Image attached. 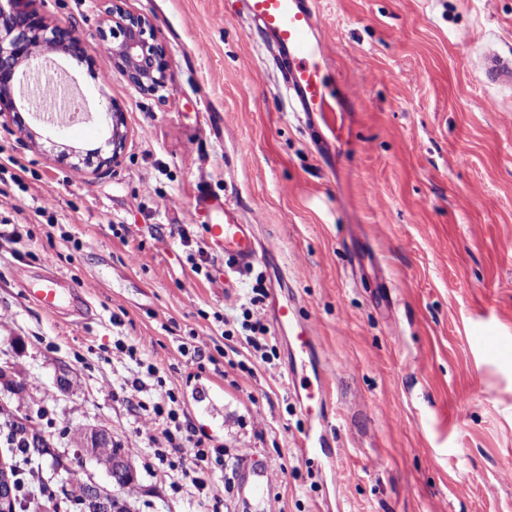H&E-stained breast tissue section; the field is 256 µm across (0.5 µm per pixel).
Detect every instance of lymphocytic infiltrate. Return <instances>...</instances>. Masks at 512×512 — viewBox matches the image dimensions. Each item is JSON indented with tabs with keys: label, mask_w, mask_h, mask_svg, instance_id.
Instances as JSON below:
<instances>
[{
	"label": "lymphocytic infiltrate",
	"mask_w": 512,
	"mask_h": 512,
	"mask_svg": "<svg viewBox=\"0 0 512 512\" xmlns=\"http://www.w3.org/2000/svg\"><path fill=\"white\" fill-rule=\"evenodd\" d=\"M264 274H257L249 293L241 298L231 315L216 314L222 323L224 339L240 337L241 341L259 353L264 363H272L276 347L268 335L262 304L267 296ZM115 350L125 358L128 380L139 398L135 404L138 417L145 425L136 429L137 439L152 448L153 455L167 469L173 487L191 482L199 496L209 504V512H222L223 495L208 487L204 474L224 463V451L206 446L185 412L174 389L168 388L158 367L139 354L134 345L116 341Z\"/></svg>",
	"instance_id": "f902f5d3"
}]
</instances>
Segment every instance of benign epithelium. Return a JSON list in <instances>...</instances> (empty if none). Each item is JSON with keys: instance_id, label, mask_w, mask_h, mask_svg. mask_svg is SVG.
Segmentation results:
<instances>
[{"instance_id": "7a95c632", "label": "benign epithelium", "mask_w": 512, "mask_h": 512, "mask_svg": "<svg viewBox=\"0 0 512 512\" xmlns=\"http://www.w3.org/2000/svg\"><path fill=\"white\" fill-rule=\"evenodd\" d=\"M35 0H0V119L14 123L28 136L30 128L19 122V112H36L34 101L24 104L16 100L14 83L28 74L40 73L47 62L46 52L64 54L69 64L79 68L92 59L91 45L73 28L51 25L33 7ZM125 0H104L96 29L99 43L108 46L112 61L127 82L139 93L155 96L167 89L172 74L164 45L159 40L154 20L143 13L124 7ZM110 131L111 155L98 157L95 170L106 171L116 160L125 139L124 116L114 106L103 113ZM112 434L104 429L81 432L74 438L80 454L89 455L110 482L120 473L112 459ZM81 490L91 505V512H116L115 500L121 491L112 492L90 476L80 477ZM0 512H16L11 491V478L6 463L0 458Z\"/></svg>"}]
</instances>
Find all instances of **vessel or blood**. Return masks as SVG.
<instances>
[{"label":"vessel or blood","mask_w":512,"mask_h":512,"mask_svg":"<svg viewBox=\"0 0 512 512\" xmlns=\"http://www.w3.org/2000/svg\"><path fill=\"white\" fill-rule=\"evenodd\" d=\"M246 8L264 29L270 32L283 49V62L288 73V86L295 93L303 111L314 115L326 111L329 101H336L339 111L350 109L346 94L330 89L327 74L334 67V57L321 35L326 22L317 0H245ZM481 75L486 83L512 89V56L487 55ZM205 215L207 233L225 262L237 269L250 267L259 259L260 249L274 251L275 242L260 244L254 225L242 223L229 201L208 198L198 190L188 212L189 217ZM25 295L45 310H56L68 304L82 311L86 299L82 288L64 287L54 275L23 284ZM274 316L279 331L289 333L295 345L301 368H314V387L306 394V414L324 418L328 394L327 375L316 370L317 348L309 326L302 319L298 306L291 301L275 303Z\"/></svg>","instance_id":"b4317fda"}]
</instances>
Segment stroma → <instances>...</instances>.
Listing matches in <instances>:
<instances>
[{"label": "stroma", "instance_id": "35a3bbf8", "mask_svg": "<svg viewBox=\"0 0 512 512\" xmlns=\"http://www.w3.org/2000/svg\"><path fill=\"white\" fill-rule=\"evenodd\" d=\"M242 2L126 0L154 19L174 79L163 98L140 94L98 48L76 70L91 112L124 113L107 173L58 160L104 146L96 117L59 131L30 121L31 140L0 122V156L27 185L8 186L0 221L29 232L0 245V405L45 412L57 429L110 431L135 466L136 512H205L135 438L124 365L98 358L120 339L164 371L198 435L223 447L207 482L224 512H512V92L479 73L485 50L512 53V0H318L330 80L353 114L326 113L316 127ZM101 6L36 0L48 23L89 42ZM200 187L231 200L277 251L229 269L205 217H188ZM43 201L55 226L35 213ZM64 230L76 247H62ZM199 251L215 261L205 277L188 260ZM255 271L269 296L299 303L334 364L329 465L301 452L309 422L288 378V337L272 336L271 372L258 361L242 371L244 350L219 374L177 352L191 335L213 350L214 312ZM50 273L84 290L87 315L24 295L23 281ZM262 468L264 506L251 494Z\"/></svg>", "mask_w": 512, "mask_h": 512}]
</instances>
